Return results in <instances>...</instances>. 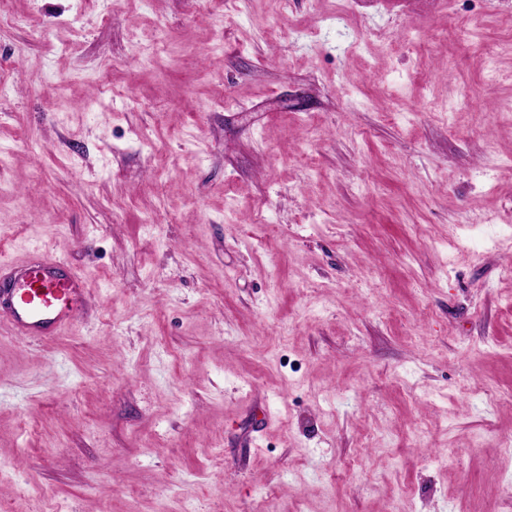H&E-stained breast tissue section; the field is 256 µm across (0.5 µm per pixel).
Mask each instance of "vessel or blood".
Returning <instances> with one entry per match:
<instances>
[{
    "mask_svg": "<svg viewBox=\"0 0 512 512\" xmlns=\"http://www.w3.org/2000/svg\"><path fill=\"white\" fill-rule=\"evenodd\" d=\"M84 298L83 277L48 253L0 278V318L28 338L61 337L81 316Z\"/></svg>",
    "mask_w": 512,
    "mask_h": 512,
    "instance_id": "obj_1",
    "label": "vessel or blood"
}]
</instances>
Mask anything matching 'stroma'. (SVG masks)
Here are the masks:
<instances>
[{"instance_id": "35a3bbf8", "label": "stroma", "mask_w": 512, "mask_h": 512, "mask_svg": "<svg viewBox=\"0 0 512 512\" xmlns=\"http://www.w3.org/2000/svg\"><path fill=\"white\" fill-rule=\"evenodd\" d=\"M0 54V262L86 285L0 327L9 512H512V0H9ZM84 298L83 277L49 253L0 279V317L28 338L61 337L83 313Z\"/></svg>"}]
</instances>
